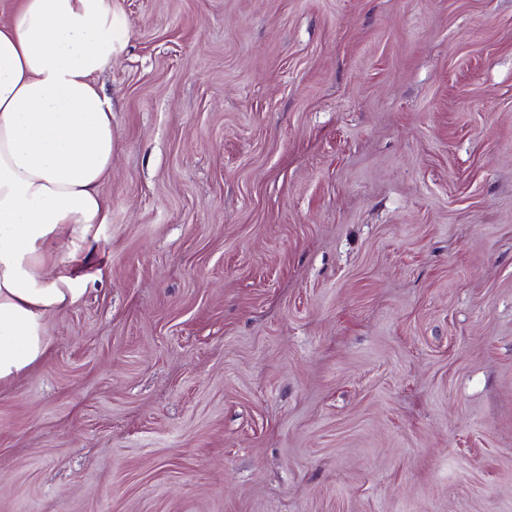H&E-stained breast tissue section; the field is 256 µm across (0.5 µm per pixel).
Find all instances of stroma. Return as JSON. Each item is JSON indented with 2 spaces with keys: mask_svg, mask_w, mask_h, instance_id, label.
I'll return each instance as SVG.
<instances>
[{
  "mask_svg": "<svg viewBox=\"0 0 512 512\" xmlns=\"http://www.w3.org/2000/svg\"><path fill=\"white\" fill-rule=\"evenodd\" d=\"M112 15L0 512H512V0Z\"/></svg>",
  "mask_w": 512,
  "mask_h": 512,
  "instance_id": "stroma-1",
  "label": "stroma"
}]
</instances>
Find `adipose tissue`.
<instances>
[{"label":"adipose tissue","instance_id":"1","mask_svg":"<svg viewBox=\"0 0 512 512\" xmlns=\"http://www.w3.org/2000/svg\"><path fill=\"white\" fill-rule=\"evenodd\" d=\"M112 0H19L0 24V380L45 353L39 320L72 301L45 281L66 227L105 223L112 101Z\"/></svg>","mask_w":512,"mask_h":512}]
</instances>
